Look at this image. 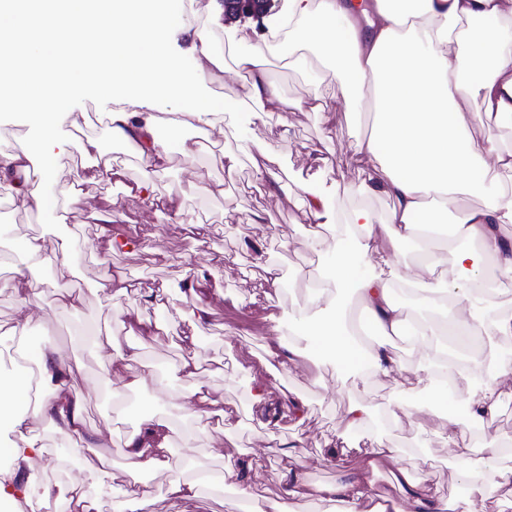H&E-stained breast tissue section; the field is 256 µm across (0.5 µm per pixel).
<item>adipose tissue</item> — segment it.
<instances>
[{
    "label": "adipose tissue",
    "instance_id": "obj_1",
    "mask_svg": "<svg viewBox=\"0 0 512 512\" xmlns=\"http://www.w3.org/2000/svg\"><path fill=\"white\" fill-rule=\"evenodd\" d=\"M284 16L288 36L282 45L268 36L256 37L246 26L236 30L242 48L236 67L249 75L240 97L248 105L247 123L266 124L275 112L327 111V104L316 99H289L268 75L272 51L288 56L299 46L314 47L335 65L336 79L354 107L364 103V87L374 88L375 119L356 153L365 173L364 194L392 201L381 222L365 208L339 217L333 286L311 291L308 301L318 316L296 327L291 350L312 351L331 362L337 373L362 383L379 374L395 376L402 365L386 337L400 333L409 319L398 291L433 306L464 302L466 314L445 322L433 317L420 321L418 334L425 342L415 349L412 371L416 383L433 387L431 399L437 403L448 400L438 382H465L462 404L468 418L491 428L500 403L512 400V368L486 369L483 353L442 358L428 339L445 332L460 341L471 336L512 340V314L498 310L501 298L512 294V235L504 231L512 224V189L504 185L512 180V148L489 147L468 134L475 118L472 100H480L486 118L512 116V0H418L417 8L409 11L390 8L389 0H366L360 10L352 0H287ZM179 19L162 0H60L55 8L25 11L0 0V100L23 107L37 128L35 139L0 153V187L40 214L61 207L77 217L89 215L101 226L105 248L114 250L119 240L112 234L111 215L85 212L78 190L83 174L58 162L74 148L95 158L99 174L112 172V160L97 140L61 136V127L78 130L87 122L85 113L70 109L66 91L84 86L110 103V136L137 154L136 190L150 195L154 176L168 163L172 147L192 154L182 137L187 127L198 125L216 138L224 136L225 106L205 92L208 77L223 75L224 56L202 31L193 43L192 66L171 60L168 40ZM162 101L172 105L163 115L157 110ZM478 166L500 188L484 206L473 208L463 198L482 190L470 178ZM446 220L451 240H470V248L454 246L446 254L428 250L418 272H404L395 285L378 275L358 273L362 258L386 245L395 248L418 240L424 229ZM69 248L64 239L51 245L40 236L25 239L24 262L0 286L14 292L28 287L31 261L67 262ZM490 259L497 265V278L492 287H476V275ZM445 270L452 277L444 284L439 275ZM351 293L378 334L371 346H363L344 319V300ZM36 362L37 376L0 380V424L11 434L14 469L0 478V502L20 495L42 504L53 495L45 483L29 481L20 489L14 484L15 472L46 455L35 421L50 420L64 435L87 440L82 404L70 393L71 366L49 349L40 350ZM176 371L189 385L176 396L158 390L169 413L144 418L127 436L123 455L129 469L172 470L170 447L179 423L213 404L209 378L196 358L183 359ZM34 382L41 388L38 400L31 410L18 412V400ZM410 415L403 406L389 405L376 417L352 402L344 411V423L350 432L368 430L379 420L396 428ZM438 432L456 450L455 468L464 487L454 512H476L490 501L511 507L512 467L499 464L497 448L486 444L476 452L461 447L457 431L445 423ZM396 453L391 442L378 440L366 451L361 471H339L334 482L318 487L326 512H442L437 493L416 483L407 466L400 467L396 479L401 501L375 492L371 472ZM250 466L247 460L238 465L234 512H290V500L307 488L295 453L287 455L283 495L276 500H261L247 480ZM224 481V474L207 470L192 476L174 472L167 496L195 501L204 491H222Z\"/></svg>",
    "mask_w": 512,
    "mask_h": 512
}]
</instances>
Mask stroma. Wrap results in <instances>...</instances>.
I'll list each match as a JSON object with an SVG mask.
<instances>
[{
	"label": "stroma",
	"mask_w": 512,
	"mask_h": 512,
	"mask_svg": "<svg viewBox=\"0 0 512 512\" xmlns=\"http://www.w3.org/2000/svg\"><path fill=\"white\" fill-rule=\"evenodd\" d=\"M180 8L196 13L197 29L174 30L170 47L183 66L192 63L189 49L196 30L208 31L216 47L223 51L228 68L222 79L208 83L207 93L218 99L238 98L248 74H234L238 47L232 41L235 26L250 25L257 36H265L270 16L241 15L213 24L209 0H180ZM288 98L306 100L319 96L331 109L327 112H277L268 125L251 126L242 111L224 114V141L215 146L206 129L190 127L185 136L194 147L193 156L174 153L167 167L155 179V193L181 195L184 201L180 218H173L162 207L149 206L133 193L139 167L127 160V151L113 143L107 127L109 105L87 89L75 90V111L88 113L91 124L87 136L97 139L109 153L120 173L112 178L97 176L90 159L70 154L62 162L85 173L83 192L89 205L111 213L112 229L125 238L124 247L106 251L97 237L98 225L75 224L60 214H39L27 210L13 195L0 202V269L13 270L22 260L21 246L31 236L48 242L70 238L74 257L70 266L34 264L30 273L33 291L28 301L15 292L0 291V327H10L21 305L35 313L32 324L41 344H53L60 358L73 368L71 389L85 405L87 433L94 444L75 457L69 441L52 425L38 422L36 430L52 461L51 467L37 468V476L52 486L64 485L71 475L93 472L108 465L115 483H138L154 493L155 512H229L224 497H205L189 503H175L165 492L171 478L167 472H144L132 476L125 470L123 448L126 436L150 415L163 413L153 388L127 390L120 376L105 378L103 353L97 341L105 336L113 308L127 310L158 322L152 336L118 333L120 343L137 344L144 363L153 366L158 381L170 393L182 392L187 383L175 371L187 349L183 332L197 327L198 354L203 369L211 376L213 396L218 408L231 411L237 425L224 433L220 424H211L207 433L183 429L172 442V459L184 465V449L194 451L196 461L232 472L240 460L253 459L251 482L266 497L281 493L282 464L277 454L265 447L255 417L254 393L265 388L271 401L285 404L302 398L308 403L303 422L281 415L277 434L286 449L296 451L303 463L306 480L322 485L335 480L343 469L357 468L363 460L358 449H345L339 463L326 459L329 445L339 443L345 433L343 415L348 403L359 402L371 411L398 403L406 395L422 397L423 387L406 392L393 378L376 376L367 384H341L327 360L314 361L307 355L290 354L285 364L269 362L266 346L279 336H288L313 308L307 302L310 280L328 281L336 256L328 241L336 233L337 215L365 206L385 219L391 202L383 196H364L359 192L363 178L357 161L355 142L370 113L354 118L344 105V93L334 71L311 51L302 50L289 58L272 56L268 70ZM263 141L274 153L279 182L271 187L256 183L251 174L252 140ZM235 152L234 169L221 167V149ZM326 158V165L313 164V157ZM224 182L220 194L207 193L213 180ZM316 186L330 199V212L322 233L327 241L321 251L306 245L312 222L302 206L300 189ZM260 214L262 223L248 221L250 213ZM203 222L212 231L208 237H193L189 225ZM273 262L289 276L287 287L269 288L263 281V266ZM201 271L204 296L211 312L206 319L193 310L170 312L148 304L138 285H165L170 299L181 298L180 285L191 272ZM124 276L130 283L126 294L107 298L99 283L104 275ZM73 285L81 288L83 302L77 309L62 308L56 288ZM369 437L391 439L404 452H421L423 462L418 479L437 488L442 499L456 496L457 483L452 462L453 451L442 439L430 437L418 442L414 429L377 426Z\"/></svg>",
	"instance_id": "35a3bbf8"
}]
</instances>
